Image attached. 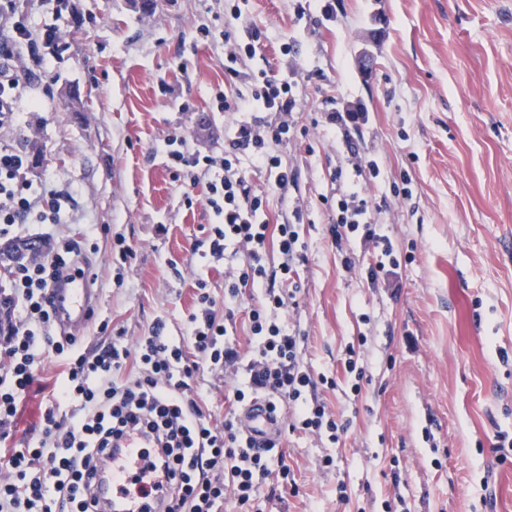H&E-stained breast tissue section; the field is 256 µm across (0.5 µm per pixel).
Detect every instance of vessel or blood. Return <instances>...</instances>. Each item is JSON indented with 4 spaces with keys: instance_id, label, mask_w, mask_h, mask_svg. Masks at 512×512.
<instances>
[{
    "instance_id": "vessel-or-blood-1",
    "label": "vessel or blood",
    "mask_w": 512,
    "mask_h": 512,
    "mask_svg": "<svg viewBox=\"0 0 512 512\" xmlns=\"http://www.w3.org/2000/svg\"><path fill=\"white\" fill-rule=\"evenodd\" d=\"M52 294L60 331L76 330L88 322L94 311L95 294L87 280L70 281L65 287L53 289ZM242 427L247 436L262 444L276 440L282 432L283 419L269 411L266 399L258 398L244 409ZM148 445L143 435L128 434L121 448L93 476L92 485L101 512H139L138 503L122 498L119 489L139 467L141 450Z\"/></svg>"
}]
</instances>
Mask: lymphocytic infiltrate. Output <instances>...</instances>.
Listing matches in <instances>:
<instances>
[{
  "mask_svg": "<svg viewBox=\"0 0 512 512\" xmlns=\"http://www.w3.org/2000/svg\"><path fill=\"white\" fill-rule=\"evenodd\" d=\"M25 0H0V23L11 31L0 41V132L13 130L17 107L26 93L20 77L46 69L51 56L42 52L26 23ZM241 9L220 32L224 45V83L213 91L217 111L231 114L224 127V153L214 155L204 139L175 129L164 141L165 165L173 180L183 182L185 206L203 201L214 224L203 228L198 245L206 256L224 262L223 313L205 278H197V310L179 340L165 336L156 321L135 346L112 340L95 353L83 350L77 336L57 333L51 288L69 274H82L75 258L81 250L72 238L48 239L43 260L20 263L0 286V512H91L90 476L127 433L155 437L157 448L143 452L137 492L142 504L156 498L158 479L167 476L163 512H220L224 491L232 489L239 505L268 490L287 488L290 470L276 446L256 447L236 417L212 425L201 395L190 381L201 368L228 370L237 378L233 402L245 405L265 397L272 411L289 407L290 431L337 434L339 425L324 404L309 402L315 381L302 363L303 336L283 314L296 297L297 265L306 245L297 226L304 211L289 196L300 172L288 165L283 147L305 136L295 114L301 100L293 81L244 60L262 56L267 36L241 24ZM267 172L271 186L254 191L243 162ZM220 167L222 175L204 185L198 174ZM24 149L0 141V238L19 235L26 224H57L75 201L71 190L57 189L30 177ZM329 235L334 244L360 232L380 249L369 266L377 279L398 260L389 237L368 221L367 200L342 173ZM291 207L293 223L273 224L271 200ZM258 295L248 312V347H240L226 326L246 289ZM62 362L52 400L43 414L39 438L6 450L18 405L34 385L46 359Z\"/></svg>",
  "mask_w": 512,
  "mask_h": 512,
  "instance_id": "lymphocytic-infiltrate-1",
  "label": "lymphocytic infiltrate"
}]
</instances>
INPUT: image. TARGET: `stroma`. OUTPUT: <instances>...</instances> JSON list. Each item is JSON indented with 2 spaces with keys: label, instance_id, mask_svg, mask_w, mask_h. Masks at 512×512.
I'll return each instance as SVG.
<instances>
[{
  "label": "stroma",
  "instance_id": "1",
  "mask_svg": "<svg viewBox=\"0 0 512 512\" xmlns=\"http://www.w3.org/2000/svg\"><path fill=\"white\" fill-rule=\"evenodd\" d=\"M70 3L58 21L55 0H31L34 37L57 23L63 49L29 78L10 140L33 156L34 179L74 189L75 202L63 223L26 231L77 238L110 227L82 255L97 293L84 348L104 341V321L129 344L159 320L177 337L195 274L220 299L224 265L196 253L213 215L184 206L159 148L180 127L223 153L229 116L212 90L224 48L200 30L223 27L238 0ZM243 20L266 32L270 68L301 92L309 132L283 156L301 172L307 249L287 318L305 335L314 398L344 430L334 442L284 432L296 491L244 507L229 498L223 512H512V460L492 450L497 433L512 437V0H310L302 16L296 0H247ZM330 97L337 111L366 113L352 139L319 122ZM185 100L192 111H180ZM357 154L379 166L358 181L400 262L391 280L371 282L360 234L339 248L328 235L332 173L351 171ZM116 237L136 253L121 272L108 261ZM60 370L44 362L13 443L38 434ZM233 379H195L216 423Z\"/></svg>",
  "mask_w": 512,
  "mask_h": 512
}]
</instances>
